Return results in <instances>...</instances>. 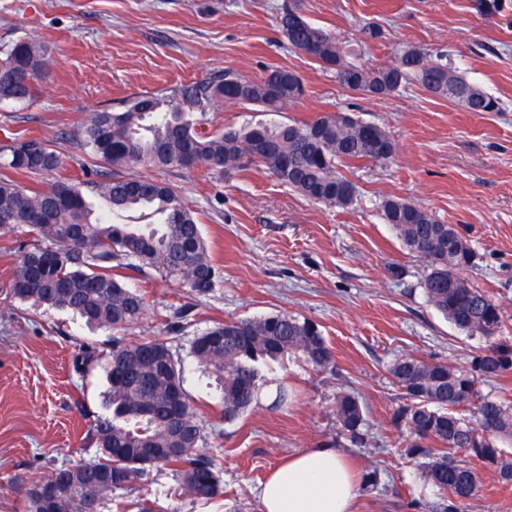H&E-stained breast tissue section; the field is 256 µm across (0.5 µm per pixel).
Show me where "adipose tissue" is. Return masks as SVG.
Instances as JSON below:
<instances>
[{
	"label": "adipose tissue",
	"mask_w": 512,
	"mask_h": 512,
	"mask_svg": "<svg viewBox=\"0 0 512 512\" xmlns=\"http://www.w3.org/2000/svg\"><path fill=\"white\" fill-rule=\"evenodd\" d=\"M357 477L331 446L306 449L268 474L258 490L261 512H354Z\"/></svg>",
	"instance_id": "obj_1"
}]
</instances>
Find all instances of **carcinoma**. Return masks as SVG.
Returning <instances> with one entry per match:
<instances>
[{
	"label": "carcinoma",
	"instance_id": "1",
	"mask_svg": "<svg viewBox=\"0 0 512 512\" xmlns=\"http://www.w3.org/2000/svg\"><path fill=\"white\" fill-rule=\"evenodd\" d=\"M278 28L294 50L333 69L343 87L369 96H387L413 82L428 95L460 104L470 112H497L499 102L444 61L414 47L395 54L389 66L366 68L354 61L336 35L306 19L297 4L278 11ZM53 59L46 46L19 38L0 48V100L30 101L39 81L51 74ZM304 94L300 77L274 69L259 80L231 69L204 74L169 96L142 95L119 111L92 112L80 131L82 147L103 166L98 180L83 184L59 178L42 190H31L20 176L54 171L61 161L50 144L30 141L0 146V228L24 225L38 244L24 252L13 272V293L49 307L69 309L86 321L121 330L145 312L141 294L112 275V266L155 268L205 296L216 287L219 271L209 255L194 211L167 183L120 174L144 167L159 171L205 167L239 170L261 166L280 183L321 204L348 207L356 187L339 167L355 161H385L394 151L390 135L376 124L340 112L309 121L276 126L249 124L238 129L205 128L207 115L223 104L282 112ZM102 199L112 218L97 216L89 196ZM405 248L427 263L422 288L428 303L456 328L478 336L486 346L471 355L469 365L427 362L412 355L398 358L391 374L408 400L402 417L413 437L407 455L418 461L440 492L431 512H459L461 500L475 494L481 462L512 480V457L498 440L512 445V407L482 396L476 377L512 374V344H500L506 327L500 305L474 287L461 272L473 251L452 224H442L422 207L397 197L381 203ZM146 212L150 224L119 223L115 217ZM85 228L77 242L69 231ZM197 363L215 374L222 396L221 419L230 422L256 402L260 361L297 354L317 371L334 367L332 351L309 320L288 314L217 323L191 342ZM105 362L112 414L95 423L102 457L72 467L55 468L54 478L33 480L25 487L26 512H48L50 490L69 502V512H82L77 497L85 481L100 484L95 506L141 476L151 465L180 468L185 486L210 499L220 491L213 461L197 453L205 443L196 409L183 386L181 361L166 342L149 339L98 353L87 347L76 367ZM471 405L474 420L453 409ZM336 418L342 431L362 439L364 410L348 392L336 396ZM163 448L181 452L163 454Z\"/></svg>",
	"mask_w": 512,
	"mask_h": 512
}]
</instances>
